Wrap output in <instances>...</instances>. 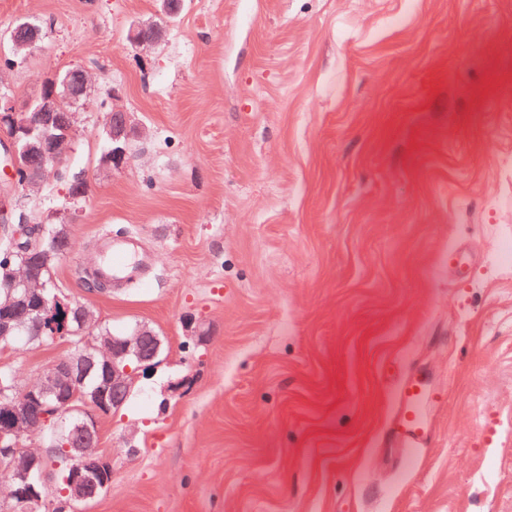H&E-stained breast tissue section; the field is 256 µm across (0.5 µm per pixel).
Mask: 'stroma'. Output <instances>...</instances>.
<instances>
[{"label": "stroma", "instance_id": "obj_1", "mask_svg": "<svg viewBox=\"0 0 512 512\" xmlns=\"http://www.w3.org/2000/svg\"><path fill=\"white\" fill-rule=\"evenodd\" d=\"M18 20L44 37L0 89L91 83L61 177L0 206L72 239L59 293L165 346L97 415L112 483L69 512H512V0H0ZM111 88L138 131L114 166ZM109 234L147 264L99 291ZM68 351L0 368L26 386ZM413 368L448 402L402 482L376 441Z\"/></svg>", "mask_w": 512, "mask_h": 512}]
</instances>
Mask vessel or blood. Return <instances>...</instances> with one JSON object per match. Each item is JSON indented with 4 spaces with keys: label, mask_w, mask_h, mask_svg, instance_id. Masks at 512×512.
Listing matches in <instances>:
<instances>
[{
    "label": "vessel or blood",
    "mask_w": 512,
    "mask_h": 512,
    "mask_svg": "<svg viewBox=\"0 0 512 512\" xmlns=\"http://www.w3.org/2000/svg\"><path fill=\"white\" fill-rule=\"evenodd\" d=\"M134 256L135 248L130 240L107 239L104 243L102 276H138ZM445 400L444 389L424 370H410L399 379L393 407L384 428L385 441L400 450L399 477H408L422 466L436 430L435 412L444 406Z\"/></svg>",
    "instance_id": "b4317fda"
}]
</instances>
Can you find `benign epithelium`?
<instances>
[{
    "instance_id": "7a95c632",
    "label": "benign epithelium",
    "mask_w": 512,
    "mask_h": 512,
    "mask_svg": "<svg viewBox=\"0 0 512 512\" xmlns=\"http://www.w3.org/2000/svg\"><path fill=\"white\" fill-rule=\"evenodd\" d=\"M56 94H41L30 101L15 96H0V125L9 122L18 128L30 126L27 112L37 107L43 125H50L54 115ZM75 126L62 129L58 137H46L41 150L42 164L55 162L60 150L68 146ZM136 134L124 120L112 123V152L107 162H123L126 144ZM6 298L0 304V339L18 335L26 326L33 328L32 338L39 339L50 329L56 328L52 314L60 309L78 320L81 325L94 327L92 311L79 302H63L59 296L50 295L41 280L39 267L24 260L20 270L4 283ZM163 350L162 340L143 326L124 334L99 331L92 342L83 347L72 346L62 358L48 366L37 384L11 393H0V457L8 462L6 483L8 495L0 499V512H9L14 501L33 497L37 488L46 487L41 455L19 447L25 435L38 434L48 421L46 411L54 410L67 415L62 429L69 444L66 456L72 462L65 477V495L71 502H85L106 489L109 481L105 469L110 463L98 451V430L94 414H107L120 408L126 401L134 383L133 368L146 371L157 363ZM99 367L110 370L109 385L112 398L102 388L86 389V382Z\"/></svg>"
}]
</instances>
